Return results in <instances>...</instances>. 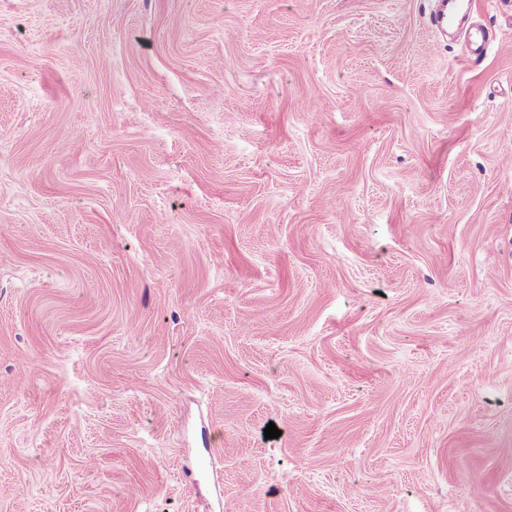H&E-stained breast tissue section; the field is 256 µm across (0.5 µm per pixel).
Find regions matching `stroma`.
<instances>
[{
	"instance_id": "1",
	"label": "stroma",
	"mask_w": 512,
	"mask_h": 512,
	"mask_svg": "<svg viewBox=\"0 0 512 512\" xmlns=\"http://www.w3.org/2000/svg\"><path fill=\"white\" fill-rule=\"evenodd\" d=\"M472 5L0 0V512H512ZM454 2L455 0H436L435 9L431 15V24L436 31L447 32L448 27L457 22L461 11Z\"/></svg>"
}]
</instances>
